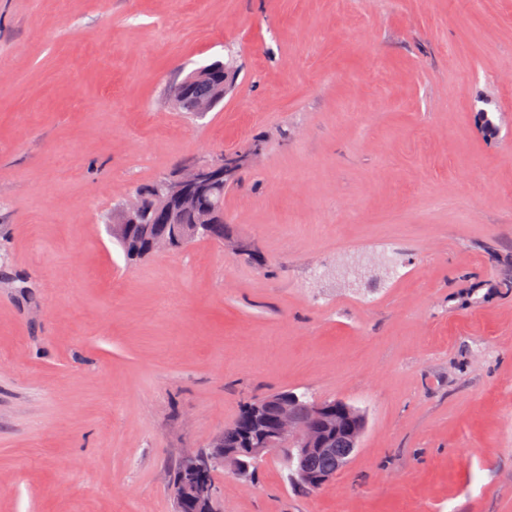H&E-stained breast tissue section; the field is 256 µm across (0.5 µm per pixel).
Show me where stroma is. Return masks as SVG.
<instances>
[{
  "label": "stroma",
  "mask_w": 512,
  "mask_h": 512,
  "mask_svg": "<svg viewBox=\"0 0 512 512\" xmlns=\"http://www.w3.org/2000/svg\"><path fill=\"white\" fill-rule=\"evenodd\" d=\"M222 151L257 260L127 264L102 215ZM506 270L512 0H0V512H177L184 450L284 390L361 448L313 491L217 470L219 512H512Z\"/></svg>",
  "instance_id": "obj_1"
}]
</instances>
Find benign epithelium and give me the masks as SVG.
I'll return each instance as SVG.
<instances>
[{
	"label": "benign epithelium",
	"instance_id": "1",
	"mask_svg": "<svg viewBox=\"0 0 512 512\" xmlns=\"http://www.w3.org/2000/svg\"><path fill=\"white\" fill-rule=\"evenodd\" d=\"M239 158L219 154L201 161L155 187L168 213L206 199L213 187L226 182L236 171ZM122 227L142 228L141 212L130 203L119 212ZM250 423L258 429L255 444L237 452L235 468L248 475L252 459L280 449L287 450L295 480L320 488L343 471L361 447L367 428L363 412L341 399L305 401L294 393L274 394L255 406ZM317 455L336 457V469L317 471L311 459ZM180 461L187 480L175 486L178 512H214L218 490L211 480L214 470L228 465L220 439L207 450L189 448Z\"/></svg>",
	"mask_w": 512,
	"mask_h": 512
}]
</instances>
